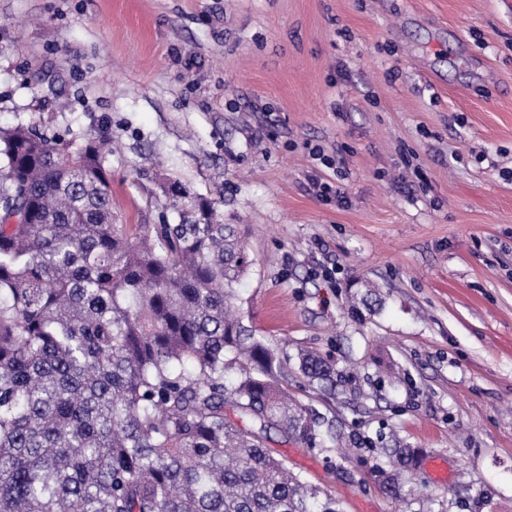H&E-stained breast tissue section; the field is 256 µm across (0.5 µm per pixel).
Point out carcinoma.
<instances>
[{
  "label": "carcinoma",
  "instance_id": "carcinoma-1",
  "mask_svg": "<svg viewBox=\"0 0 512 512\" xmlns=\"http://www.w3.org/2000/svg\"><path fill=\"white\" fill-rule=\"evenodd\" d=\"M110 156L102 128H0V512H340L266 449L339 434L288 395V353L230 314L239 225L169 178L177 222L122 223ZM298 362L334 386L331 363ZM379 454L372 472L402 497L419 450Z\"/></svg>",
  "mask_w": 512,
  "mask_h": 512
}]
</instances>
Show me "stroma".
I'll list each match as a JSON object with an SVG mask.
<instances>
[{
  "label": "stroma",
  "instance_id": "1",
  "mask_svg": "<svg viewBox=\"0 0 512 512\" xmlns=\"http://www.w3.org/2000/svg\"><path fill=\"white\" fill-rule=\"evenodd\" d=\"M20 123L107 128L126 223L160 222L162 176L219 202L251 260L234 308L287 350L290 393L422 449L413 502L481 487L512 512V0H0V127ZM266 447L341 512H406L361 459ZM299 368L307 378L309 385L320 388L330 387L335 384V367L314 353H301L298 356Z\"/></svg>",
  "mask_w": 512,
  "mask_h": 512
}]
</instances>
